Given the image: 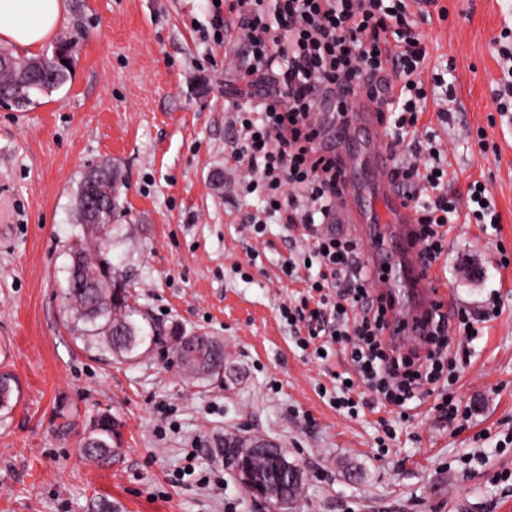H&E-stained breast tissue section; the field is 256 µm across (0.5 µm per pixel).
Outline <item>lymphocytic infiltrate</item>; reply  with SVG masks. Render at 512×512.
<instances>
[{"label": "lymphocytic infiltrate", "mask_w": 512, "mask_h": 512, "mask_svg": "<svg viewBox=\"0 0 512 512\" xmlns=\"http://www.w3.org/2000/svg\"><path fill=\"white\" fill-rule=\"evenodd\" d=\"M229 14L245 35L238 78L253 95L232 105L231 156L248 170L242 190L263 204L249 219L254 233L265 234L271 218L308 231L327 222L340 171L335 153L323 149L316 106L335 93L343 114L362 96L378 101L388 148L411 150L409 160L395 162L394 177L417 215L412 244L433 265L460 202L448 193L447 151L423 121L429 105L445 104L429 102L423 77L428 52L417 24L431 14L416 15L408 0H224L211 13L214 36L223 35ZM358 253L350 236L315 237L305 258L318 267L306 279L317 297L282 305L281 316L300 348L322 336L350 345L359 382L401 408L455 367L448 316L435 304L421 348L391 347L384 339L391 304L372 292Z\"/></svg>", "instance_id": "1"}]
</instances>
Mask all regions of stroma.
Segmentation results:
<instances>
[{
  "mask_svg": "<svg viewBox=\"0 0 512 512\" xmlns=\"http://www.w3.org/2000/svg\"><path fill=\"white\" fill-rule=\"evenodd\" d=\"M438 5L446 19L419 29L455 111L425 121L448 146L449 192L486 180L502 218L449 225L434 267L457 308H502L478 336L452 337L461 415L435 411L432 394L408 419L373 400L351 416L323 397L353 365L340 345L325 360L302 352L279 318L304 290L279 266L309 239L275 223L258 238L246 222L257 200L228 158L224 108L249 94L236 78L243 43L207 37L209 0H67V83L25 112L0 104V372L17 383L0 411V512H269L225 466L228 433L274 441L301 466L287 512H512L497 479L512 471V267L491 262L498 246L512 251V121L492 93L512 0ZM469 128L497 153L481 155ZM106 161L124 180L112 256L148 332L129 359L88 345L62 295L78 187ZM178 330L223 343L222 377L184 380ZM101 411L121 440L89 460L80 440Z\"/></svg>",
  "mask_w": 512,
  "mask_h": 512,
  "instance_id": "stroma-1",
  "label": "stroma"
}]
</instances>
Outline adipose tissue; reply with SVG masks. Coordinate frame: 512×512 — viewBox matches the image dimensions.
Wrapping results in <instances>:
<instances>
[{
  "mask_svg": "<svg viewBox=\"0 0 512 512\" xmlns=\"http://www.w3.org/2000/svg\"><path fill=\"white\" fill-rule=\"evenodd\" d=\"M66 14V0H0V44L38 50Z\"/></svg>",
  "mask_w": 512,
  "mask_h": 512,
  "instance_id": "1",
  "label": "adipose tissue"
}]
</instances>
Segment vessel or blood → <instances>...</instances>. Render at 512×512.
Returning a JSON list of instances; mask_svg holds the SVG:
<instances>
[{"label":"vessel or blood","mask_w":512,"mask_h":512,"mask_svg":"<svg viewBox=\"0 0 512 512\" xmlns=\"http://www.w3.org/2000/svg\"><path fill=\"white\" fill-rule=\"evenodd\" d=\"M335 105V97L324 98L316 112L318 123L336 142L341 167L340 197L332 221L365 223L362 243L375 293H389L398 281L406 287L387 332L394 340L403 336L420 340L435 293L430 274L422 270L411 246L415 215L393 180V157L380 138L377 107L364 102L340 121Z\"/></svg>","instance_id":"b4317fda"}]
</instances>
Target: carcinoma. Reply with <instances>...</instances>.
Returning <instances> with one entry per match:
<instances>
[{
  "label": "carcinoma",
  "mask_w": 512,
  "mask_h": 512,
  "mask_svg": "<svg viewBox=\"0 0 512 512\" xmlns=\"http://www.w3.org/2000/svg\"><path fill=\"white\" fill-rule=\"evenodd\" d=\"M69 77L70 67L66 64L45 72L40 59L20 61L0 49V92H5L19 111L35 105L33 93L50 96ZM121 185L119 169L108 162L85 173L75 204L81 233L71 251L65 297L81 335L105 341L118 356H129L145 341V335L136 319L140 312L130 304L132 293L126 273L110 256L115 229L112 219ZM174 353L184 375L194 382L219 377L224 366L223 344L206 333L175 337ZM12 382L10 374H0V409L10 406ZM119 439L112 427L95 419L82 439L83 452L92 459L102 458L119 445ZM302 485L303 480L287 472L277 493L283 502L292 505L298 500Z\"/></svg>",
  "instance_id": "carcinoma-1"
}]
</instances>
